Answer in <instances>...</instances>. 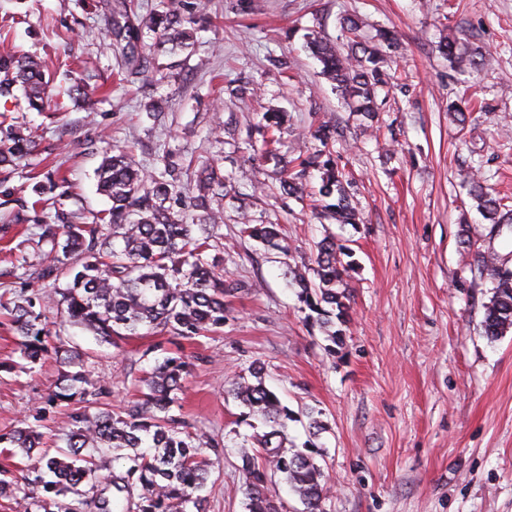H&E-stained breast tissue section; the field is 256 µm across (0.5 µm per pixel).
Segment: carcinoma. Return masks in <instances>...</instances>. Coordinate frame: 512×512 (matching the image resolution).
I'll return each mask as SVG.
<instances>
[{
    "mask_svg": "<svg viewBox=\"0 0 512 512\" xmlns=\"http://www.w3.org/2000/svg\"><path fill=\"white\" fill-rule=\"evenodd\" d=\"M107 32L121 50L122 69L135 77L146 68L140 52L142 28L152 31L170 51L189 48L193 25L203 20L190 0H162L161 8L143 19L134 0L107 3ZM341 29L348 34L339 47L318 34H308L309 48L322 64L323 75L335 85L349 110L367 121L377 112L376 88L384 83L387 63L382 46L393 50L396 38L379 33V43L362 39L358 21L346 17ZM437 48L461 72H476L483 54L462 51L455 36L443 37ZM43 59L10 52L0 54V98L22 95L28 107L41 112L51 100ZM333 128L323 123L314 137L321 148L299 163L300 169L280 178L283 193L296 200L306 196L305 174L320 172L319 196L335 198L325 206L327 215L340 224H356L342 172L329 149ZM41 136L16 121H0V167L14 166L37 153ZM175 163L145 175L131 152L116 149L103 157L96 169L99 192L110 208L88 224L79 210L62 206L41 224V243L48 247L46 261L35 278L49 287L48 299L60 308L64 321L80 325L95 339L115 346L141 328L193 339L224 328L228 317L225 298L238 292V283L224 277L220 258L207 224L219 219L214 202L221 196L224 178L210 170L198 177L195 187L180 183ZM462 186L477 203L491 230L512 229V205L508 198L487 191L484 178L472 175ZM204 213L203 223L185 224L169 202ZM242 233L286 255L288 244L274 224L245 223ZM463 255L470 271L491 284L484 305L482 327L494 339L512 328V266L491 251L475 247L469 229L459 232ZM316 280L298 269L290 270L299 287L298 298L318 315L320 327L333 344H340L344 327L351 321V290L347 278L354 268L353 250L325 238L316 243ZM65 283H60V280ZM0 307L9 311L21 338L23 358L38 364L50 354L67 367L57 390L44 405L21 421V426L0 434V445L13 457L35 458L18 477L15 470L0 468V498L23 502L24 512H126L120 500L135 512H206L209 471L206 451L212 441L203 434L180 429L171 415L183 393L190 363L178 355L155 360L141 378L142 399L123 411L106 401L108 389L86 369V353L53 345L44 309L25 290ZM263 367L254 362L248 374L228 381L229 392L247 409L245 416L260 421L268 430L251 436L255 454L243 453L239 472L246 512H281V504L269 494L267 483L282 477L305 505L306 512H325L330 486L316 463L318 448L306 443L297 448L288 437V408L262 380ZM66 403L65 447L49 448L41 429L53 409ZM112 455L122 464L112 480V496H87L83 487L92 483L99 455Z\"/></svg>",
    "mask_w": 512,
    "mask_h": 512,
    "instance_id": "carcinoma-1",
    "label": "carcinoma"
}]
</instances>
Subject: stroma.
<instances>
[{"mask_svg":"<svg viewBox=\"0 0 512 512\" xmlns=\"http://www.w3.org/2000/svg\"><path fill=\"white\" fill-rule=\"evenodd\" d=\"M200 2L207 21L194 47L172 55L145 32L150 69L128 83L105 0H0V53L61 63L50 73L45 110L7 104L37 128L43 150L0 170V236L25 243L0 250V291L44 290L17 276L20 265L44 258L25 240L38 217L30 173L45 198L92 216L108 207L95 180L105 148L129 147L147 175L167 158L191 163V172L214 168L225 184L214 241L225 274L243 289L226 300L223 330L183 342L190 376L172 410L216 445L208 512H246L238 466L249 428L224 384L255 362L294 416L290 436L321 451L332 487L326 512H512V330L484 336L489 295L458 238L467 224L481 250L512 252V232L491 233L461 186L477 166L491 189L512 197V0ZM345 16L371 37L393 31L403 46L388 62L371 122L350 114L305 44L312 30L336 39ZM451 32L485 53L481 71L459 74L439 53L440 37ZM73 78L94 88L92 101L65 94ZM156 99L167 106L158 120L148 111ZM452 102L465 122L449 115ZM267 112L287 113L291 130L278 150L291 159L319 149L312 133L320 121L336 126L333 156L358 226L324 218L314 199L282 195L257 132ZM17 212L25 223H13ZM247 219L279 225L289 255L242 236ZM327 236L348 240L359 264L349 281L351 322L333 352L288 272ZM45 314L51 333L90 353L89 369L110 388L114 407L137 399L163 335L144 329L106 346L63 323L55 308ZM59 372L51 359L29 369L0 313V432L55 391ZM311 413L325 425L316 437L307 430Z\"/></svg>","mask_w":512,"mask_h":512,"instance_id":"obj_1","label":"stroma"}]
</instances>
